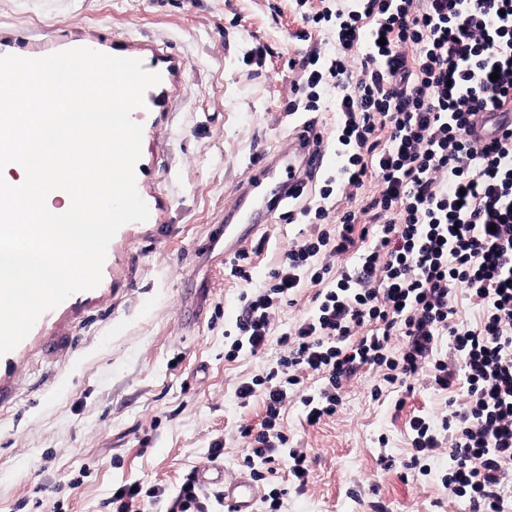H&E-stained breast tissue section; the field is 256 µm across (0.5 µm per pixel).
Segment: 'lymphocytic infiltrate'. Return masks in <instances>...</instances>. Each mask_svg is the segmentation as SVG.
Listing matches in <instances>:
<instances>
[{"instance_id":"f902f5d3","label":"lymphocytic infiltrate","mask_w":512,"mask_h":512,"mask_svg":"<svg viewBox=\"0 0 512 512\" xmlns=\"http://www.w3.org/2000/svg\"><path fill=\"white\" fill-rule=\"evenodd\" d=\"M329 2L294 0L308 24L301 39L332 23L336 54L313 49L299 61L288 109L320 111L324 89H335L336 141L347 162L300 204L310 229L268 287L241 296L231 350L256 355L282 301L303 281L317 287L311 310L283 338L276 368L237 388L239 399L261 396L265 408L258 426L240 429L251 445L245 461L263 465L257 480L283 465L305 487L307 454L288 448L280 429L292 396L314 425L335 414L359 369L393 385L429 364V384L461 391L463 407L444 441L413 418L415 451L447 449L445 484L472 512H512V128L471 137L480 114L512 110V0ZM356 199L360 208L349 209ZM366 238L356 270L332 268ZM460 289L481 310L475 325L455 321ZM442 336L460 366L435 357ZM307 374L323 379L318 396L299 395ZM147 496L167 497L168 512H208L210 499L190 478L171 494L126 484L111 504L140 512Z\"/></svg>"}]
</instances>
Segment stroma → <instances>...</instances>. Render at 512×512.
I'll list each match as a JSON object with an SVG mask.
<instances>
[{"mask_svg":"<svg viewBox=\"0 0 512 512\" xmlns=\"http://www.w3.org/2000/svg\"><path fill=\"white\" fill-rule=\"evenodd\" d=\"M304 28L290 0H0V35L51 43L77 31L169 71L160 107L135 115L148 220L119 229L95 291L72 295L0 356V512H111L119 486L178 489L218 441L225 475L249 477L238 428L258 424L263 405L241 404L236 389L275 365L313 288L303 283L281 304L263 354L228 359L227 334L240 295L262 287L297 239L296 203L256 232L264 248L243 261L251 284L203 246L252 165L302 125L322 135L324 169L342 163L334 112L288 110L290 62L336 52L332 35L301 40ZM413 386L358 372L336 414L313 426L299 401L288 403L283 430L307 451L309 483L290 488L283 471L260 493L287 488L282 512H469L448 506L447 455L418 458L411 445L413 417L441 431L448 395L423 379Z\"/></svg>","mask_w":512,"mask_h":512,"instance_id":"stroma-1","label":"stroma"}]
</instances>
